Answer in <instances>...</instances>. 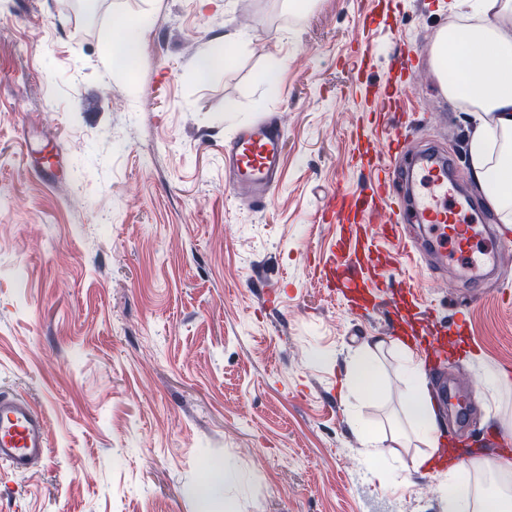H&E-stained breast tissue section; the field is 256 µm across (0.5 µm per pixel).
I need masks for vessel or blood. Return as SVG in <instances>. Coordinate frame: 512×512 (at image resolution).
<instances>
[{"label":"vessel or blood","mask_w":512,"mask_h":512,"mask_svg":"<svg viewBox=\"0 0 512 512\" xmlns=\"http://www.w3.org/2000/svg\"><path fill=\"white\" fill-rule=\"evenodd\" d=\"M400 131L385 139L371 134L361 137L362 152L357 170H369L371 180L359 193L331 190L320 210L325 223L377 229L376 238L355 236L332 249L324 268L327 281L348 292L365 291L373 266L372 253L378 239H399L407 224L419 225L428 246L438 254H451L469 264L472 271L500 265L512 252L499 243L489 250H474L478 234L472 224L479 212L476 199H459L448 190L446 163H430L428 155L409 157L399 168L383 166L382 158H394L400 149ZM284 128L268 117L238 131L224 151V175L228 185L255 210L264 209L281 180ZM424 169L422 193L401 194L399 186L415 169ZM49 454L46 420L26 399L0 389V463L11 472L24 474L41 464Z\"/></svg>","instance_id":"obj_1"}]
</instances>
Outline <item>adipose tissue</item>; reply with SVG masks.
Wrapping results in <instances>:
<instances>
[{
    "mask_svg": "<svg viewBox=\"0 0 512 512\" xmlns=\"http://www.w3.org/2000/svg\"><path fill=\"white\" fill-rule=\"evenodd\" d=\"M450 10L460 26L441 30L431 49L432 65L442 90L476 112L479 125L469 145L471 169L489 206L503 223H512V0H451ZM483 61L480 80L468 76L473 56ZM382 344L365 346L346 371L343 395L372 391L377 354ZM400 357L407 384L406 412L415 433L431 450L415 458V468H432L438 445L434 413L423 385L421 364L410 346L401 341L390 346ZM495 461L474 459L448 470V512H512V497L496 494L475 498L470 478L498 472Z\"/></svg>",
    "mask_w": 512,
    "mask_h": 512,
    "instance_id": "1",
    "label": "adipose tissue"
}]
</instances>
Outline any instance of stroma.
<instances>
[{
	"label": "stroma",
	"instance_id": "stroma-1",
	"mask_svg": "<svg viewBox=\"0 0 512 512\" xmlns=\"http://www.w3.org/2000/svg\"><path fill=\"white\" fill-rule=\"evenodd\" d=\"M440 2L0 0V387L44 413L50 448L26 474L0 467V512H444L442 475L412 467L424 443L395 434L398 358L381 356L371 396L340 397L355 353L391 341L385 314L351 315L313 264L339 232L322 202L360 185L353 130L374 121L354 56L400 94L408 150L452 157L484 197L473 115L432 71ZM123 21L143 27L129 72L103 61ZM225 41L233 64L200 77ZM274 113L282 177L254 211L224 181V144ZM387 254L441 320L465 321L425 387L483 393L440 435L512 446V264L475 283Z\"/></svg>",
	"mask_w": 512,
	"mask_h": 512
}]
</instances>
